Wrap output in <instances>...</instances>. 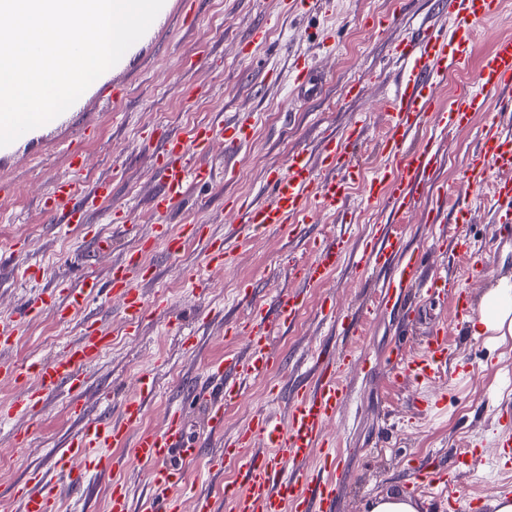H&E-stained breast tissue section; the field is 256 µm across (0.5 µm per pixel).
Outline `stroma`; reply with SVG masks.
<instances>
[{"label": "stroma", "mask_w": 512, "mask_h": 512, "mask_svg": "<svg viewBox=\"0 0 512 512\" xmlns=\"http://www.w3.org/2000/svg\"><path fill=\"white\" fill-rule=\"evenodd\" d=\"M162 18L136 44L118 68L98 79L51 127L32 132L0 148V320L20 321V339L0 351L1 363L46 360L77 341L87 326L111 337L107 352L83 367V415L71 413L65 391L50 393L42 406L11 414L26 388L0 373V512H19L16 485L32 472L45 474L61 512H106L113 479H120L134 500L150 492L146 469L128 458L115 477L90 471L83 489L60 475L55 448L79 426L80 418L118 413L132 384L142 375L155 380L144 429L159 430L171 408H179L190 440L204 449L185 471L189 485L182 506L192 508L195 491L221 498L225 482L238 479L231 462L220 478L209 463L225 441L248 429L253 416L269 412L286 418L302 382L315 375L314 359L344 352L351 359L340 373L345 399L325 429L334 443L341 489L336 512H369L379 496L413 498L420 512H449L448 497L491 512L498 494L512 492V449L501 440L512 433V342L498 345L471 333L470 325L450 326L448 360L428 380L407 377L404 361L419 356L425 338L451 315L442 298L413 297L414 312L378 307L382 272L355 266L354 257L386 223L384 203L364 199L360 184L348 190L347 216L321 213L317 222L291 233L270 228L255 233L240 224L235 200L261 194L269 170L284 167L290 152L317 150L323 133H343L357 119L367 127L354 150L364 176L384 168L377 148L383 113L401 75L392 53L400 41L425 28L447 26L439 0H321L302 9L290 0H166ZM265 27L267 44L242 51L250 30ZM304 57L326 79L321 97L294 89L293 61ZM359 84L358 97L345 89ZM491 113H479L471 127L449 130L441 142L436 172L448 188V205L466 212L465 235L473 248L488 247L498 220L488 188L462 191L460 177ZM512 127V113L496 117ZM247 121L249 140L228 153L223 139L210 142L199 160L210 169L209 185H190L165 218L171 233L186 224L203 228L178 255L156 244L144 255L160 272L145 284L148 301L162 302L137 334L123 324L119 296L90 299L68 322L36 302L53 287L83 276L107 280L112 266L139 241L153 235L158 217L151 199L158 176L151 140L167 132L191 137L196 127ZM68 176L84 188L99 180L112 184L110 196L85 207V222L69 229L54 221L41 202L53 181ZM429 198L391 226L408 251H423L425 274L458 279L471 303L500 277L512 276V241L498 247V262L480 277L467 274L462 258L438 249L444 224L430 223ZM346 233L348 251L334 274L322 283L302 286L293 271L311 260L313 240ZM110 236L106 251L95 240ZM226 241L229 267H208L206 243ZM35 277L20 278L22 269ZM304 290L306 308L291 327L268 330L266 349L277 363L262 376L240 385L238 401L224 409V436L210 435L204 404L183 398L186 382L209 381V366L226 357L245 359L250 340L244 327L253 305H270L275 296ZM370 309L368 320L347 324V317ZM197 335L201 345L186 346ZM426 471L454 474L452 490L411 488L408 476Z\"/></svg>", "instance_id": "35a3bbf8"}]
</instances>
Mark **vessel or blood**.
Instances as JSON below:
<instances>
[{
    "label": "vessel or blood",
    "instance_id": "vessel-or-blood-1",
    "mask_svg": "<svg viewBox=\"0 0 512 512\" xmlns=\"http://www.w3.org/2000/svg\"><path fill=\"white\" fill-rule=\"evenodd\" d=\"M448 26L424 31L415 40L399 43L395 56L404 65L401 87L392 100L388 130L381 152L388 163L376 176L363 179L359 167L351 165L348 155L357 146L362 128L352 125L345 134L324 136L316 154L306 149L293 152L285 168L269 173V197L264 201L244 200L237 211L242 223L259 232L270 227L298 228L314 223L319 212L342 211L348 187L362 180L367 200L387 199L392 213L401 216L416 206L425 191L434 187L433 176L440 161V147L434 138L412 144L413 133L427 119H434L440 131L468 126L475 114L488 111L490 103L503 110L512 109V37H499L492 49L483 54L478 70V89L458 94L451 102H440L438 87L447 80L449 71L465 69L476 50L475 29L478 22L499 17L503 0H448ZM248 123L225 128L205 126L196 130L192 140L180 136L166 138L156 155L159 190L152 198L157 215H166L181 198L188 182L209 180L211 172L193 160L195 152L205 150L213 138H223L233 150L248 137ZM462 180L467 187L491 184V199L500 214V236L512 235V131L498 123H490L482 132L479 146L464 170ZM78 191L71 178H60L49 195L52 210H65L66 221L80 224L85 220L83 208L71 206ZM462 236L448 233L440 239L449 254L468 253L472 271L489 268L494 260L489 251H465ZM345 252L343 238L336 237L315 248L312 261L296 271L305 282H319L336 269ZM357 266L383 271L380 285L381 303L400 309L405 305V291L418 277L420 258L401 250L399 240L390 238L387 229L367 242L356 260ZM152 272L143 260L142 250L127 252L112 267L109 287L123 300L127 330L138 328L149 308L138 288L141 280ZM432 295H449L455 320L466 321L472 309L463 289L444 275L425 282ZM100 292L99 283L85 277L69 284V302L58 308L60 320L84 307ZM300 294H279L272 308L254 309L250 331L253 349L246 361L227 359L212 364L215 389L206 393L194 389L196 398L207 403V424L211 434L224 433V406L238 397L236 380L224 377L225 370H242L253 376L274 365L265 348L266 330L292 323L301 306ZM447 327L433 330L426 338V354L418 365L422 375L435 373L447 359ZM108 335L102 330L87 333L81 341L51 361L29 366L10 365L6 371L16 380L35 377L37 386L26 392L22 405L32 409L41 405L45 396L66 388L70 399H78L81 391L80 371L96 360L106 347ZM346 360L331 356L318 361L312 385L301 388L292 401L286 422L275 421L269 414L253 417L249 428L231 442L225 443V457L234 460L242 479L224 486V501L229 512H336L339 484L335 476L311 473L305 468L314 450L331 458L332 443L324 429L338 413L344 396L339 375ZM147 394L127 399L117 419L103 418L84 423L62 448L58 461L66 465L72 482H80L83 470L99 473L115 470L118 462L106 455V448L130 449L132 457L147 468L154 493L140 506H133L125 484L113 482L108 498V512H181V503L173 490L184 479L186 465L201 451L190 442L180 410H172L163 430L140 432L147 406ZM73 459L82 460L83 470L70 468ZM15 496L21 512H59L60 503L50 485L31 491L28 484L18 485Z\"/></svg>",
    "mask_w": 512,
    "mask_h": 512
}]
</instances>
